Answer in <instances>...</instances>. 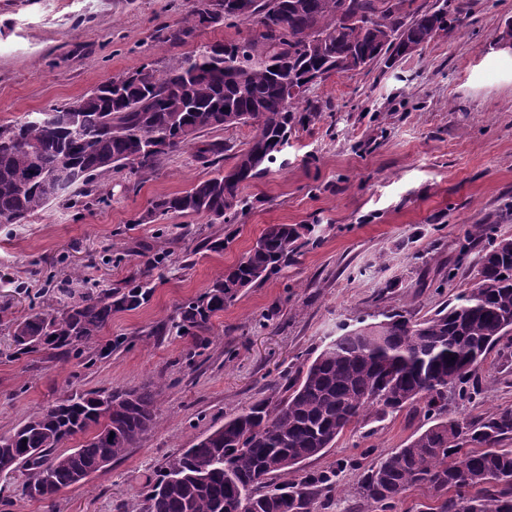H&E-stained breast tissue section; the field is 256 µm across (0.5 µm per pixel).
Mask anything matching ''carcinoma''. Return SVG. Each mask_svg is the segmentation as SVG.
<instances>
[{
    "label": "carcinoma",
    "mask_w": 512,
    "mask_h": 512,
    "mask_svg": "<svg viewBox=\"0 0 512 512\" xmlns=\"http://www.w3.org/2000/svg\"><path fill=\"white\" fill-rule=\"evenodd\" d=\"M248 0L240 17L256 27L242 40L216 43L179 57L163 74L142 65L83 95L80 134L69 132L65 105L22 122L0 125V224H22L51 202L92 193L112 174L140 179L163 157L189 145L201 158H220L224 144H197L206 130L250 126L254 136L232 154L233 167L156 198L141 216L153 222L172 213L206 215L226 224L238 214L243 185L275 163L292 129L303 122L294 106H313L292 87L319 71L345 73L359 60L394 64L413 48L448 32V10H422L415 0ZM210 0L166 40L184 42L195 31L224 23ZM69 170L67 186L51 178ZM312 231L304 224H270L246 255L201 294L181 303L171 325L205 346L211 318L246 288L288 266ZM148 275L117 288L83 285L11 321V355L54 350L63 357L90 348L112 313L148 303ZM383 320L348 330L325 344L305 367L285 370L249 406L168 456L127 512H319L336 490L337 470L296 476L298 466L358 426L421 409L430 426L364 469L357 495L388 512L412 487L433 503L421 512H512V407L488 417L460 419L449 401L474 394L470 382L487 355L512 333V236L485 250L475 282L428 316L381 313ZM158 423L148 384L120 391L72 393L54 407L30 413L0 445V469L29 472L25 491L57 494L123 456ZM84 444L59 452L78 434ZM463 437L466 447L457 443ZM207 469L205 481L197 472Z\"/></svg>",
    "instance_id": "cac0c4a2"
}]
</instances>
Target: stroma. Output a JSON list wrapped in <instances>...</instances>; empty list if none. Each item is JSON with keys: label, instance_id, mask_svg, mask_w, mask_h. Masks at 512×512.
Listing matches in <instances>:
<instances>
[{"label": "stroma", "instance_id": "obj_1", "mask_svg": "<svg viewBox=\"0 0 512 512\" xmlns=\"http://www.w3.org/2000/svg\"><path fill=\"white\" fill-rule=\"evenodd\" d=\"M197 0H0V124L79 98L110 77L246 36L218 25L182 44L166 40ZM462 19L400 58L316 84V114L297 126L277 161L245 184L234 223L203 215L140 214L161 195L216 171L189 147L165 156L140 185L110 179L101 201L52 203L24 224H0V435L65 395L154 384L158 425L124 456L53 499L29 497L28 476L0 477V512H125L164 460L251 404L281 371L313 359L341 328L382 311L423 316L474 280L490 239L512 236V53L494 41L512 0H415ZM270 224L316 231L288 267L244 290L212 317L207 347L156 335L183 301L236 264ZM210 235L222 252L203 249ZM156 268H149L150 260ZM119 287L151 271L147 305L114 313L95 361L48 351L9 357L10 320L41 308L45 289L73 271ZM512 406V335L488 354L472 401L454 415ZM400 412L346 433L303 471L339 467L325 512H372L353 496L362 468L427 427Z\"/></svg>", "mask_w": 512, "mask_h": 512}]
</instances>
